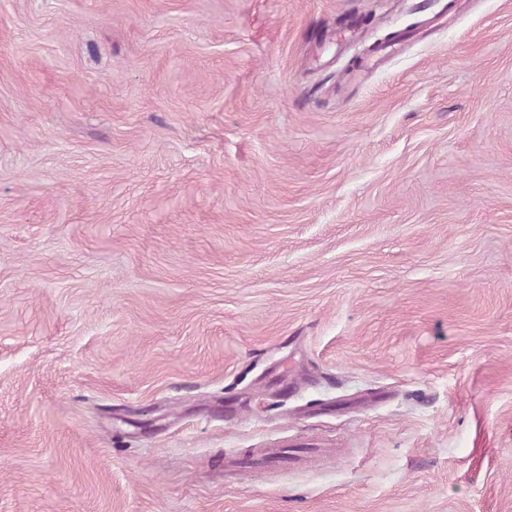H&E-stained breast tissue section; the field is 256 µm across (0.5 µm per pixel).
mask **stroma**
<instances>
[{
	"mask_svg": "<svg viewBox=\"0 0 512 512\" xmlns=\"http://www.w3.org/2000/svg\"><path fill=\"white\" fill-rule=\"evenodd\" d=\"M0 512H512V0H0Z\"/></svg>",
	"mask_w": 512,
	"mask_h": 512,
	"instance_id": "1",
	"label": "stroma"
}]
</instances>
